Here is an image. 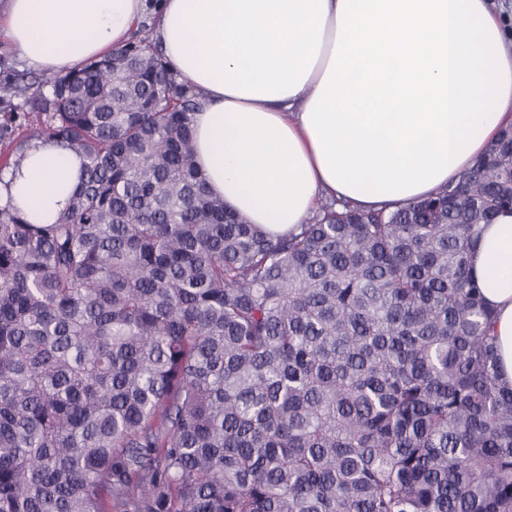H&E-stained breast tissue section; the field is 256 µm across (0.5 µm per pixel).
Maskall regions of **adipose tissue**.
<instances>
[{"instance_id":"obj_1","label":"adipose tissue","mask_w":512,"mask_h":512,"mask_svg":"<svg viewBox=\"0 0 512 512\" xmlns=\"http://www.w3.org/2000/svg\"><path fill=\"white\" fill-rule=\"evenodd\" d=\"M168 68L203 90L194 163L226 209L281 234L318 199L390 210L433 195L512 124V41L494 0H6L0 32L29 66L73 69L145 15ZM83 161L39 140L0 174V205L65 211ZM470 269L512 387V211Z\"/></svg>"}]
</instances>
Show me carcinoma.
<instances>
[{"label": "carcinoma", "instance_id": "obj_1", "mask_svg": "<svg viewBox=\"0 0 512 512\" xmlns=\"http://www.w3.org/2000/svg\"><path fill=\"white\" fill-rule=\"evenodd\" d=\"M4 92L38 112L0 173L45 138L83 168L53 224L0 207V512H512L468 265L511 126L433 197L271 235L206 191L154 28Z\"/></svg>", "mask_w": 512, "mask_h": 512}]
</instances>
